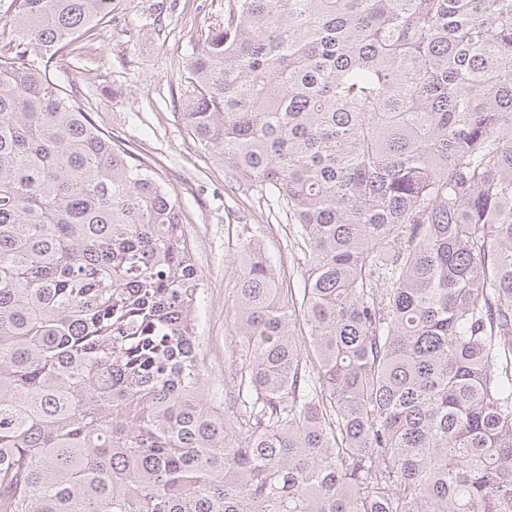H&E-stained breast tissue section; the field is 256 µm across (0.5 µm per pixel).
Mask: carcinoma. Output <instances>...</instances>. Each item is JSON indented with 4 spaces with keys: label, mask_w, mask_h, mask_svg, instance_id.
Wrapping results in <instances>:
<instances>
[{
    "label": "carcinoma",
    "mask_w": 512,
    "mask_h": 512,
    "mask_svg": "<svg viewBox=\"0 0 512 512\" xmlns=\"http://www.w3.org/2000/svg\"><path fill=\"white\" fill-rule=\"evenodd\" d=\"M0 53V512H512V0H228L188 131L281 208L207 398L179 206L47 64Z\"/></svg>",
    "instance_id": "carcinoma-1"
}]
</instances>
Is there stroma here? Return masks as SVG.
I'll return each mask as SVG.
<instances>
[{"instance_id": "1", "label": "stroma", "mask_w": 512, "mask_h": 512, "mask_svg": "<svg viewBox=\"0 0 512 512\" xmlns=\"http://www.w3.org/2000/svg\"><path fill=\"white\" fill-rule=\"evenodd\" d=\"M227 0H110L106 14L50 62L61 82L76 80L95 121L146 162L172 191L200 275L197 336L208 396L240 362L233 299L247 250L261 249L280 282L300 287L303 262L288 250L282 210L238 189L187 130V61Z\"/></svg>"}]
</instances>
